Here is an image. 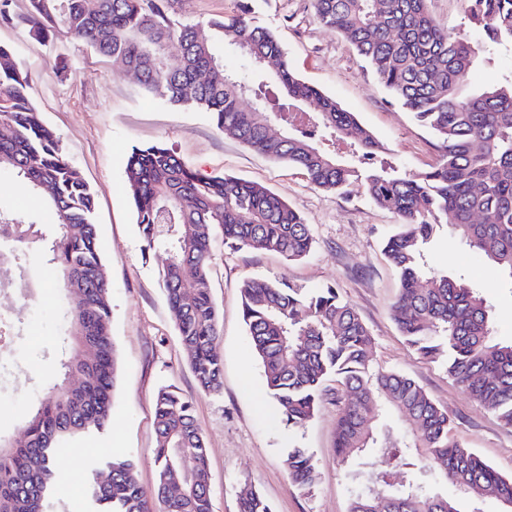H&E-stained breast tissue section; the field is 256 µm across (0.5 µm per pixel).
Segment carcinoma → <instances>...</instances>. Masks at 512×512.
I'll use <instances>...</instances> for the list:
<instances>
[{
  "mask_svg": "<svg viewBox=\"0 0 512 512\" xmlns=\"http://www.w3.org/2000/svg\"><path fill=\"white\" fill-rule=\"evenodd\" d=\"M427 0H313L315 18L348 42L389 103L414 115L433 133L440 158L427 170L405 172L384 155L376 137L335 99L302 81L275 33L253 23L249 3L232 16L207 21L211 38L171 16V0H29L20 20L45 40L56 27L136 74L141 90L172 105L206 113L216 131L302 170L317 187L339 192L365 186L377 207L400 219L383 243L399 274L394 320L420 355L448 359L450 375L471 399L512 427V344L493 340L485 298L465 280L431 268L425 245L445 224L475 255L512 281V71L475 88L470 72L496 63L512 48V0H463L479 42L438 27ZM253 65L247 78L224 68V43ZM177 52L179 64L168 63ZM28 73L14 51L0 45V174L31 191L49 186L53 233L0 208V256L30 283V254L41 248L58 268L65 301L60 312L66 355L55 382L37 397L23 421L24 440L0 435V512H62L65 485L59 463L75 443L105 431L117 384L109 287L97 246L95 202L89 185L27 96ZM260 103L245 108V94ZM286 127L280 137L273 122ZM127 192L145 249L166 258L158 281L200 389L218 393L223 362L215 345L221 317L211 292L217 243L273 252L287 261L310 254L307 219L259 183L201 176L162 142L131 146ZM248 336L263 368L266 395L286 425L301 428L332 391L343 402L336 454L352 465L349 512H463L456 498L433 496L429 480L444 479L470 498L492 495L512 504V477L466 449L448 412L414 379L370 363L372 339L356 309L336 288L313 292L281 280L241 284ZM411 418L408 434L385 422L390 412ZM152 492L132 460L112 453L86 474L87 512H211L208 448L192 402L164 387L155 398ZM289 481L303 493L317 474L304 448L284 459ZM109 479L99 482L100 470ZM187 472L179 498L166 494L172 471ZM389 488L376 502L374 482ZM239 512H272L255 490Z\"/></svg>",
  "mask_w": 512,
  "mask_h": 512,
  "instance_id": "carcinoma-1",
  "label": "carcinoma"
}]
</instances>
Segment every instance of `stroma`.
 Here are the masks:
<instances>
[{
    "instance_id": "stroma-1",
    "label": "stroma",
    "mask_w": 512,
    "mask_h": 512,
    "mask_svg": "<svg viewBox=\"0 0 512 512\" xmlns=\"http://www.w3.org/2000/svg\"><path fill=\"white\" fill-rule=\"evenodd\" d=\"M258 24L271 28L295 72L334 98L383 144L406 171L439 159L436 140L362 68L351 47L314 19L312 0H250ZM239 0H176V20L194 23L208 37V19L237 12ZM0 44L11 47L30 76L28 95L45 122L61 137L69 158L90 185L96 202L98 247L111 288L112 335L118 349V382L106 432L83 438L62 462L65 512H84V459L108 448L134 461L143 489H152L155 397L164 385L192 400L196 423L209 448L213 512H239L244 489L257 490L273 512H348L347 465L335 452L339 408L323 403L302 428L281 422L243 322L240 282L250 276L283 279L314 290L334 286L360 314L371 337L374 368L397 370L416 380L446 409L466 448L501 474L512 477V428L472 401L451 378L445 361L423 359L399 331L392 314L397 274L382 242L397 216L372 205L360 183L343 193L323 191L301 171L274 163L218 133L206 113L175 108L144 96L135 77L92 53L82 42L57 35L33 38L27 26L0 22ZM64 56L67 75L53 64ZM164 142L204 176L226 174L257 182L302 213L316 240L306 258L288 262L259 250L216 246L212 291L223 315L217 350L224 363L221 393L203 392L185 358L157 280L164 256L148 252L138 233L125 190L123 154L132 144ZM0 206L47 224L41 198L10 176L0 177ZM429 261L449 274L472 277L485 297L497 341L512 342V281L489 275L485 261L471 259L446 227H436L426 246ZM36 294L0 309V433L23 437L22 415L57 372L62 290L47 256L31 258ZM308 449L318 472L305 494L291 486L283 465L291 448Z\"/></svg>"
}]
</instances>
